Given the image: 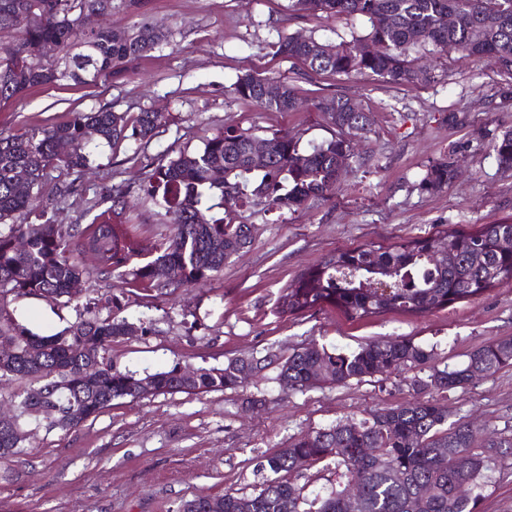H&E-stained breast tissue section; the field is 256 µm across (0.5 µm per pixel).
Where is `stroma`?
<instances>
[{
	"instance_id": "1",
	"label": "stroma",
	"mask_w": 512,
	"mask_h": 512,
	"mask_svg": "<svg viewBox=\"0 0 512 512\" xmlns=\"http://www.w3.org/2000/svg\"><path fill=\"white\" fill-rule=\"evenodd\" d=\"M140 12L164 33L161 45L97 86L36 88L1 103L0 132L108 108L131 116L159 113L154 136L141 146L103 147L75 177L48 170L36 211L15 214L13 223L45 217L83 228L95 221L126 224L151 245L167 233L170 218L162 200L141 186L152 168L179 152L199 150L227 128L262 137L285 132L308 148L333 136L319 104L340 94L361 104L370 125L355 139L334 197L295 213L250 207L251 246L207 281L172 296H148L129 293L117 276L83 279L93 313L151 325L149 333L113 344L114 367L142 374L176 363L221 368L236 357L285 354L311 342L349 353L407 337L432 349L435 365L453 368L476 347L512 337V283L416 315L354 319L332 307L277 312L282 289L335 251L512 223V171L499 167L490 148L512 128L511 75L452 52L427 55L433 78L414 85L312 72L272 55L270 43L288 35L348 39L364 35L367 26L349 16L318 18L292 0H141ZM247 73L286 78L300 108L267 112L238 98L232 87ZM448 156L460 176L441 191H422L428 167ZM117 186L125 205L112 202ZM16 306L23 323L40 332L60 331L77 317L75 306L43 299H20ZM275 375L267 368L242 391L119 399L76 429L39 431L27 455L0 464V512H179L197 495L249 494L262 457L294 435L416 397L399 377L285 392ZM448 410L473 420L478 442L512 438V368L450 393ZM491 454L495 469L478 512H512V447Z\"/></svg>"
}]
</instances>
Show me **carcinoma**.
<instances>
[{"label": "carcinoma", "instance_id": "carcinoma-1", "mask_svg": "<svg viewBox=\"0 0 512 512\" xmlns=\"http://www.w3.org/2000/svg\"><path fill=\"white\" fill-rule=\"evenodd\" d=\"M114 0H0V30L15 32L0 48V102L17 99L39 86H89L159 45L164 34L146 18L125 30L86 31L77 25L84 10L112 15ZM317 17L352 16L369 23L364 36L333 41L309 36L304 42L282 38L273 54L297 59L314 72L351 78L377 77L415 83L427 71L414 65L411 53L430 46L462 58L489 60L512 75V0H295ZM274 79L283 87L276 103L262 98V84ZM233 91L263 110L289 112L299 103L295 89L276 76L238 77ZM329 111L336 133L331 139L300 149L288 134L265 137L267 161L252 164L249 130L227 129L194 152H181L148 176L146 193L161 196L172 216V229L148 254L122 224L78 226L9 224L0 227V384L26 386L3 395L13 407L10 421L0 422V463L28 453L36 430L80 426L118 399L138 397L141 381L152 380V394L206 392L241 387L230 365L200 370L185 386L179 365L141 376L112 365V344L144 329L125 318L79 315L53 334H41L18 320L13 303L21 297L68 304L77 298L72 285L87 274L82 256L91 252L99 274L127 275L142 291L163 292L205 281L252 242L244 207L255 199L269 210L297 211L335 193L349 157L346 131L364 130L368 116L344 95L320 103ZM156 112L128 117L110 109L73 112L47 127L22 134L0 133V224L33 210L34 189L49 168L80 172L97 150L124 141H149L157 128ZM498 165L512 170V130L491 144ZM457 176L454 162L432 164L421 189L437 192ZM25 178L26 190L18 189ZM220 197L221 211L209 201ZM177 270L175 283L158 270ZM512 282V224H482L474 231L450 230L388 246L365 244L339 250L302 270L278 300L282 315L310 311L324 304L352 318L381 313H425L479 296ZM432 352L411 339L373 342L348 353H330L309 343L278 359L276 382L286 390L319 384L345 386L351 381L389 377L414 370L411 385L432 393L427 399L385 406L360 419L348 418L290 438L265 457L261 467L273 473L251 494L225 492L197 496L182 512H475L481 489L494 467L486 449H478L460 417L448 421L447 394L472 385L471 369L488 379L512 368V338L490 341L468 355L461 368L430 364ZM95 368L88 384L87 369ZM374 448L372 456L363 449ZM334 464L338 480L325 494L307 499L292 481L296 462ZM360 482L352 500L347 481Z\"/></svg>", "mask_w": 512, "mask_h": 512}]
</instances>
